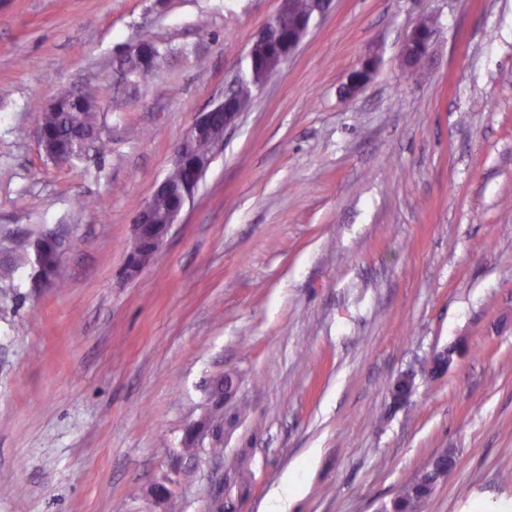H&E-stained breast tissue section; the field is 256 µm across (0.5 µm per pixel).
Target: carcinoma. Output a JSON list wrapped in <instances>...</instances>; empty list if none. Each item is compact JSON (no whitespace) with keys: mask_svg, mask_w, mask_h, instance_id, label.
Masks as SVG:
<instances>
[{"mask_svg":"<svg viewBox=\"0 0 512 512\" xmlns=\"http://www.w3.org/2000/svg\"><path fill=\"white\" fill-rule=\"evenodd\" d=\"M318 6V0H294L291 12L274 19L271 42L246 56L245 66L240 71L237 82L236 95L239 101L249 103L253 92L260 85L281 77V67L275 59L276 53L288 46V40L298 36L300 23L313 16ZM96 99V86L87 85L83 88L80 99L61 94L49 103L35 104L41 126L52 139L63 146L65 158L70 159L79 154L84 133L97 132L96 113L85 109V103L93 104ZM30 245L33 246L35 260L43 272L50 274L57 269L59 253L54 243L40 237L32 244L19 239L15 242V249L24 252ZM447 479L446 468L428 463L400 484L394 496L384 504V508L389 512H425L432 499L428 494L430 487L438 486Z\"/></svg>","mask_w":512,"mask_h":512,"instance_id":"1","label":"carcinoma"}]
</instances>
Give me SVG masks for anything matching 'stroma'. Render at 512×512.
<instances>
[{"label":"stroma","instance_id":"obj_1","mask_svg":"<svg viewBox=\"0 0 512 512\" xmlns=\"http://www.w3.org/2000/svg\"><path fill=\"white\" fill-rule=\"evenodd\" d=\"M279 6L0 0V512H210L241 456L242 512L287 480L288 512H376L445 448L458 466L426 512H512V0H329L154 264L123 275L137 212ZM144 39L155 70L126 73ZM87 82L107 147L52 162L32 103ZM46 233L82 246L36 288L32 255L3 247ZM227 373L223 457L184 456ZM418 28L422 31H430L428 34L424 35L420 41L416 42V27L413 28L407 33L404 42L401 47V55L403 57H408L409 59V67H416L423 60L426 59L431 38H432V27L434 26V20L431 17L425 16L420 18L418 21Z\"/></svg>","mask_w":512,"mask_h":512}]
</instances>
